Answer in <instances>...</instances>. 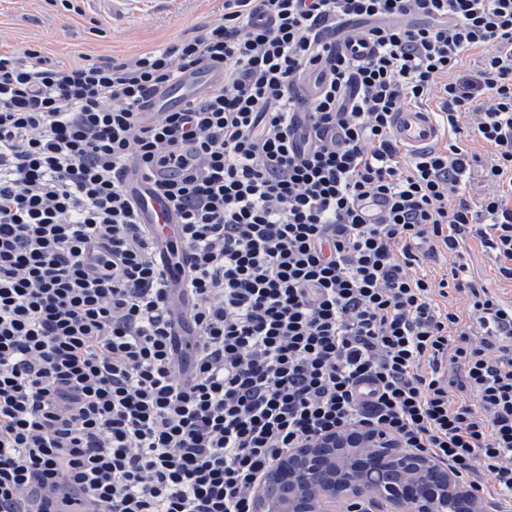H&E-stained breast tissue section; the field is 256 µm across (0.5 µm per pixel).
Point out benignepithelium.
I'll return each mask as SVG.
<instances>
[{"label": "benign epithelium", "instance_id": "benign-epithelium-1", "mask_svg": "<svg viewBox=\"0 0 512 512\" xmlns=\"http://www.w3.org/2000/svg\"><path fill=\"white\" fill-rule=\"evenodd\" d=\"M254 502L255 512H489L488 501L435 458L361 426L292 449Z\"/></svg>", "mask_w": 512, "mask_h": 512}]
</instances>
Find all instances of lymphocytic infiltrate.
I'll list each match as a JSON object with an SVG mask.
<instances>
[{"mask_svg":"<svg viewBox=\"0 0 512 512\" xmlns=\"http://www.w3.org/2000/svg\"><path fill=\"white\" fill-rule=\"evenodd\" d=\"M205 64L223 82L145 113ZM434 96L448 137L409 152L393 116ZM130 166L181 218L184 320ZM474 241L512 282V0H224L129 58L1 51L0 512H252L288 451L358 425L512 503V301ZM466 257L470 272L476 280L492 290L506 293L505 297L510 296L508 294L510 290L512 291V287L498 282L495 277L493 260L482 250L479 243H471L469 255Z\"/></svg>","mask_w":512,"mask_h":512,"instance_id":"obj_1","label":"lymphocytic infiltrate"}]
</instances>
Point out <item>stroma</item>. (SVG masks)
Listing matches in <instances>:
<instances>
[{"instance_id": "1", "label": "stroma", "mask_w": 512, "mask_h": 512, "mask_svg": "<svg viewBox=\"0 0 512 512\" xmlns=\"http://www.w3.org/2000/svg\"><path fill=\"white\" fill-rule=\"evenodd\" d=\"M219 0H135L122 17L112 14L109 0H78V11L50 0H0V50L30 43L71 62L79 55L129 57L196 28L213 16Z\"/></svg>"}]
</instances>
